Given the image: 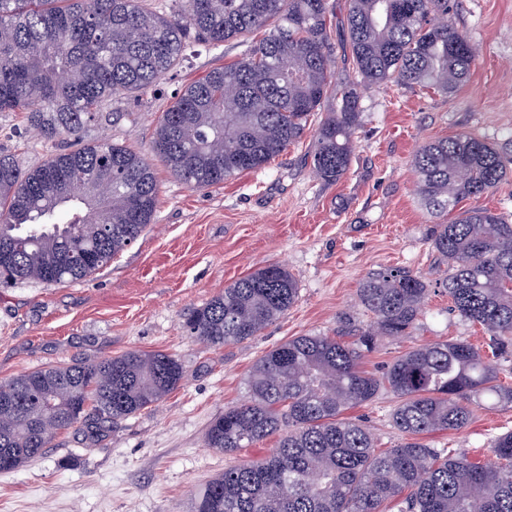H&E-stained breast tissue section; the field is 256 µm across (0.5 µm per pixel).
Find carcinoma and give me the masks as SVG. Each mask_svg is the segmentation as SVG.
<instances>
[{
  "label": "carcinoma",
  "instance_id": "cac0c4a2",
  "mask_svg": "<svg viewBox=\"0 0 512 512\" xmlns=\"http://www.w3.org/2000/svg\"><path fill=\"white\" fill-rule=\"evenodd\" d=\"M172 14L146 0H0V112H25L47 142L71 148L23 169L0 152V281L62 284L107 266L152 223L159 202L150 160L103 138L82 141L102 103L139 94L175 67L189 35L205 45L244 41L274 19L233 64L188 84L163 112L152 150L192 189L264 167L301 138L331 96L316 129L312 165L334 183L347 172L360 126L364 83L454 91L478 52L452 22L450 0H350L347 29L358 76L333 84L328 0H175ZM512 151L470 134L420 146L412 166L433 215L495 189ZM430 243L448 262L439 286L465 320L489 336L492 356L512 350V220L470 209L436 224ZM431 291L422 275L382 269L360 283L367 328L339 318L338 336H297L253 364L246 397L208 425L205 442L226 454L279 435L265 458L203 485L193 512H512V432L473 462L419 437L457 431L489 401L512 404L481 350L465 340L419 345L380 376L362 369L383 337L408 336ZM299 297L278 263L249 273L194 309L186 329L211 346L259 336ZM185 377L163 351L34 369L0 382V473L15 471L70 429H99L161 401ZM400 444L379 451L372 432L344 413L381 391Z\"/></svg>",
  "mask_w": 512,
  "mask_h": 512
}]
</instances>
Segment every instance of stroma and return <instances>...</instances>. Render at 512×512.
<instances>
[{
  "instance_id": "obj_1",
  "label": "stroma",
  "mask_w": 512,
  "mask_h": 512,
  "mask_svg": "<svg viewBox=\"0 0 512 512\" xmlns=\"http://www.w3.org/2000/svg\"><path fill=\"white\" fill-rule=\"evenodd\" d=\"M348 9L349 0H329L330 67L340 83L354 76ZM453 22L478 49L467 81L448 95L391 82L364 86L357 146L339 181L323 182L312 171L314 120L280 156L221 185L190 189L158 161L154 220L108 266L78 282L0 288V381L133 349L173 354L185 370L181 386L155 407L93 434L67 431L37 461L0 473V512H192L199 487L277 443L272 437L226 454L204 442L210 421L243 400L258 357L297 336L334 335L344 314L369 324L357 291L370 273L406 269L434 282L447 276L430 246L437 219L420 202L412 158L420 145L462 132L512 142V0H459ZM238 54L229 44L187 51L144 93L113 97L102 109L106 121L89 126L85 140L108 136L151 155L161 113L191 81ZM26 125L24 113L0 112V151L22 168L67 148V140L44 142ZM272 263L298 283L287 314L243 344L212 347L189 336L185 319L193 308ZM456 339L478 348L488 342L439 288L411 335L381 339L362 366L378 376L413 347ZM396 404L383 391L348 415L362 420L383 450L402 440L390 422ZM508 431L512 407L485 406L464 429L425 441L483 462L492 439Z\"/></svg>"
}]
</instances>
